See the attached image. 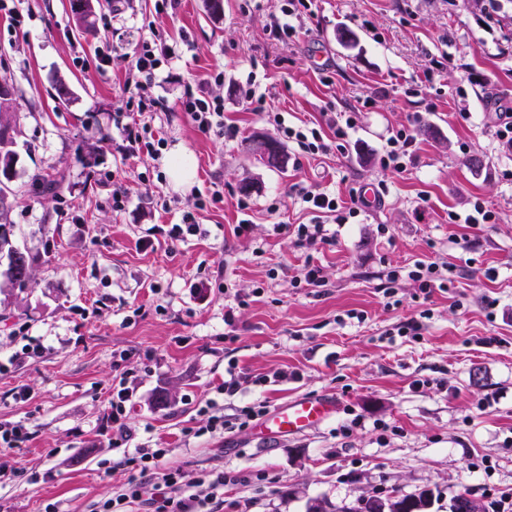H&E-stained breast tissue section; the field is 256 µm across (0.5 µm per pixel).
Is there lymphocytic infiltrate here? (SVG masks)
Here are the masks:
<instances>
[{
  "label": "lymphocytic infiltrate",
  "instance_id": "1",
  "mask_svg": "<svg viewBox=\"0 0 512 512\" xmlns=\"http://www.w3.org/2000/svg\"><path fill=\"white\" fill-rule=\"evenodd\" d=\"M173 55L174 49L166 40L143 39L133 48L132 67L149 82L155 78L162 64L172 60ZM208 84L205 78L196 81L195 93L187 94L181 103L182 111L186 112L201 132H209L218 126L223 128L225 135H234V128L225 126L222 119L223 104L209 98L206 92ZM239 102L245 110L263 114L268 122L280 127L283 135L296 142L303 153L317 156L330 151V144L324 141L318 131L307 133L286 126L279 113L269 111L265 96L257 92L254 80H247L245 85L240 86ZM295 192L304 209L313 215L311 223L287 224L283 227L284 232L293 235L294 243L298 246L332 242L333 237L323 224L324 218H334L341 224L346 217L356 216L359 212L358 204H341L335 196L311 186H296ZM455 273L454 266L444 267L434 262L419 261L408 271L401 268L391 270L387 278L392 284L404 277L412 279L418 282L422 293L429 294L434 289L447 287ZM132 406V388L123 383L114 387L103 420L108 440L113 446L126 445L131 438L125 420ZM165 456L166 451L162 448H138L125 456L124 464L134 466L135 472L130 475L123 492L117 498L106 501L100 512H122L123 508L135 502L146 506L147 512H216L224 487L239 480L238 475L230 472L212 474L208 481L210 491L202 496L195 493L196 482L185 470L164 467Z\"/></svg>",
  "mask_w": 512,
  "mask_h": 512
}]
</instances>
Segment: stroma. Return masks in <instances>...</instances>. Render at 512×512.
I'll return each instance as SVG.
<instances>
[{"label": "stroma", "mask_w": 512, "mask_h": 512, "mask_svg": "<svg viewBox=\"0 0 512 512\" xmlns=\"http://www.w3.org/2000/svg\"><path fill=\"white\" fill-rule=\"evenodd\" d=\"M280 5L223 0L215 16L207 0H181L173 13L155 0H96L93 36L73 0H15L16 18L0 15V83L14 92L17 131L11 219L34 275L25 290L0 293V362L13 363L0 375V423L29 431L0 447V468L17 474L0 484V512H94L121 492L124 451L100 425L124 349L133 447L167 449L169 464L196 478L245 475L225 487L220 512H307L316 498L350 505L367 491L424 490L428 512H448L460 493L501 512V494H512V149L494 134L512 106V19L486 25L484 0H313L282 44L268 34ZM341 30L353 42H340ZM139 36L177 55L142 90L165 105L147 123L165 143L127 159L115 119L138 79L129 41ZM434 59L443 67L433 72ZM204 73L237 137L200 132L181 112ZM250 76L287 125L331 140L326 113L352 118L345 150L311 157L287 142L286 167L266 166L255 141L280 133L241 108L236 85ZM402 128L416 158L388 178L380 156ZM178 151L195 163L185 186L169 177ZM39 176L59 188L39 192ZM383 179V202L348 218L331 243L300 248L272 231L309 223L298 182L346 202ZM116 183L128 193L119 210ZM478 200L497 223L454 222ZM187 213L207 236L143 246L148 228ZM244 219L252 230L241 235ZM309 257L324 287L299 284ZM418 261L456 265L459 276L428 296L408 279L388 286L389 269ZM238 293L247 306L236 307ZM412 318L420 338L397 336ZM30 336L41 356L16 359ZM231 363L251 380L227 398L216 388ZM317 394L339 409L304 433L263 438L235 424L258 400L275 409ZM215 412L233 431L206 432Z\"/></svg>", "instance_id": "stroma-1"}]
</instances>
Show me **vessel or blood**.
Here are the masks:
<instances>
[{"label": "vessel or blood", "mask_w": 512, "mask_h": 512, "mask_svg": "<svg viewBox=\"0 0 512 512\" xmlns=\"http://www.w3.org/2000/svg\"><path fill=\"white\" fill-rule=\"evenodd\" d=\"M337 403L325 396H305L278 407L262 422L259 432L264 436L297 434L324 424L336 413Z\"/></svg>", "instance_id": "vessel-or-blood-1"}]
</instances>
